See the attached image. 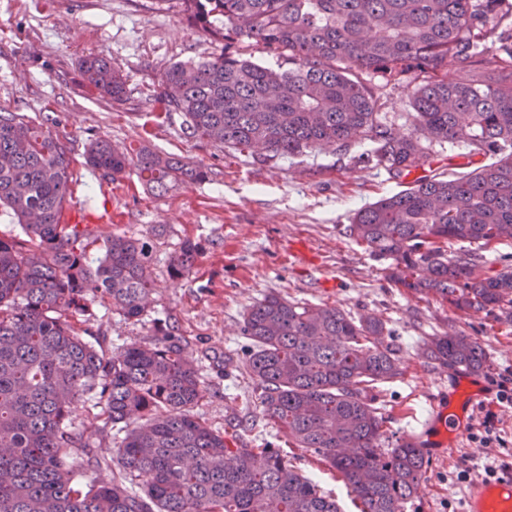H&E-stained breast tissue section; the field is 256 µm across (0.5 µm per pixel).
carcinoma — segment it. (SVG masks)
I'll use <instances>...</instances> for the list:
<instances>
[{"label":"carcinoma","instance_id":"obj_1","mask_svg":"<svg viewBox=\"0 0 512 512\" xmlns=\"http://www.w3.org/2000/svg\"><path fill=\"white\" fill-rule=\"evenodd\" d=\"M183 2L188 24L221 52L172 63L152 102L182 113L194 137L235 151L261 145L273 160L345 154L360 135L373 147L355 163L395 178L424 167L436 142L466 143L461 171L413 180L355 213L346 233L388 262L395 287L512 319V259L490 270L476 253L448 254L452 241H512V0ZM254 48L277 67L253 61ZM78 70L98 99L127 101L111 60L90 54ZM365 74L382 88L414 85L408 132L385 122ZM85 166L111 182L133 173L160 192L208 177L199 164L147 145L129 155L104 137L89 143ZM75 180L65 142L0 108V219L22 230L0 235V512H341L283 449L251 448L194 413L202 375L175 326L106 344L96 302L126 320L147 314L159 234L101 239L93 224L63 223ZM200 255L185 241L169 275L189 277ZM241 332L261 414L288 445L340 473L359 512H404L426 460L408 440L384 447L375 390L401 369L383 320L270 292ZM423 347L440 365L485 363L461 331ZM80 403L103 425L80 418Z\"/></svg>","mask_w":512,"mask_h":512}]
</instances>
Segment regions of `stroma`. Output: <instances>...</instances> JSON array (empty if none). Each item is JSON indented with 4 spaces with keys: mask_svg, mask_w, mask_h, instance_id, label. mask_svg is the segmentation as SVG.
I'll return each mask as SVG.
<instances>
[{
    "mask_svg": "<svg viewBox=\"0 0 512 512\" xmlns=\"http://www.w3.org/2000/svg\"><path fill=\"white\" fill-rule=\"evenodd\" d=\"M219 52L187 25L181 0H0V107L68 141L81 175L71 208H84L93 194L98 202L92 211L99 214L102 198H110L118 220L99 226L104 237L166 227L154 260L153 309L128 321L101 308L100 330L119 346L152 336L155 320H169L199 359L205 396L197 414L216 428L237 424L252 447L283 448L285 436L262 416L253 382L237 367L248 344L241 333L247 309L276 291L354 316L375 313L400 348L402 370L377 388V403L388 417V439L409 438L420 432L427 409L453 376L452 368L422 355V339L451 328L464 332L484 348L493 373L512 367V322L484 312L461 314L442 300L393 287L385 262L347 236L356 211L408 183L384 168L354 164V155L370 148L369 140L346 155L316 151L267 161L192 137L181 113L149 102L171 63ZM89 54L111 58L127 75L124 104L105 103L82 87L78 62ZM100 136L121 148L145 143L185 157L204 166L208 178L161 193L146 190L134 177L98 183L85 172L84 150ZM188 238L202 245L203 254L191 278L172 279L168 258ZM214 355L227 358V366L213 368ZM486 454L465 439L449 456L430 455L405 512H463L469 484L459 474L466 460L478 462ZM294 455L295 466L315 477L342 512H358L336 470L312 452L298 449Z\"/></svg>",
    "mask_w": 512,
    "mask_h": 512,
    "instance_id": "stroma-1",
    "label": "stroma"
}]
</instances>
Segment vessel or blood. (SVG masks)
Segmentation results:
<instances>
[{
	"label": "vessel or blood",
	"mask_w": 512,
	"mask_h": 512,
	"mask_svg": "<svg viewBox=\"0 0 512 512\" xmlns=\"http://www.w3.org/2000/svg\"><path fill=\"white\" fill-rule=\"evenodd\" d=\"M482 397L471 378L459 379L447 397L433 402L423 428L440 431L442 447L456 448L471 421L472 406ZM466 512H512V467L492 478H474L466 495Z\"/></svg>",
	"instance_id": "obj_1"
}]
</instances>
